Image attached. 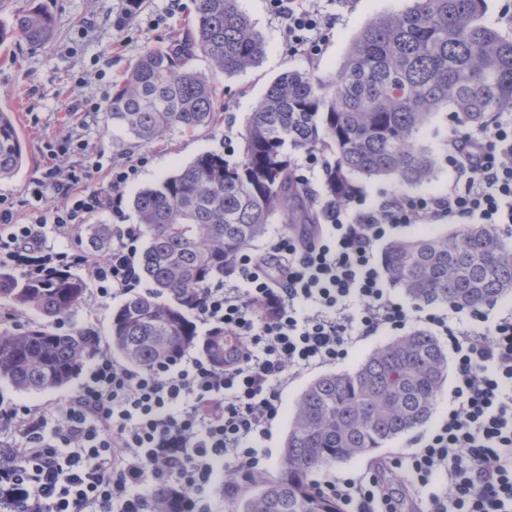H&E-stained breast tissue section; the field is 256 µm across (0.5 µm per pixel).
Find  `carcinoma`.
Segmentation results:
<instances>
[{"instance_id": "1", "label": "carcinoma", "mask_w": 512, "mask_h": 512, "mask_svg": "<svg viewBox=\"0 0 512 512\" xmlns=\"http://www.w3.org/2000/svg\"><path fill=\"white\" fill-rule=\"evenodd\" d=\"M193 2L192 27L146 51L112 85V125L133 139L154 140L171 128L192 133L213 122L214 84L194 68L198 57L233 76L265 53L262 32L238 0ZM485 13L486 0H412L375 17L333 77L293 69L270 84L240 134L238 158L203 153L136 195L146 289L129 293L113 312L112 355L135 368L188 350L219 368L237 357L241 344L224 333L199 337L194 306L267 225L317 223L302 202L291 152L333 154L322 193L346 203L361 191L358 177L432 182L437 158L420 138L438 113H450L459 127L482 128L493 114L511 112L512 36L487 24ZM54 34L53 16L41 5L0 23V43L15 36L38 49ZM21 161L15 125L0 111V178ZM111 240V225L89 228L94 255L105 256ZM381 266L417 306L470 308L512 297V248L485 226L394 239L382 248ZM86 290L69 273L35 279L0 271V306L38 315L22 330L0 331L1 382L38 393L79 378L103 350L100 336L92 329L61 334L52 324L71 316ZM447 376V353L418 328L379 345L351 371L319 375L289 414L277 475L243 492L241 512H336L314 493L313 476L369 457L426 423ZM152 508L177 512L164 487L153 490Z\"/></svg>"}]
</instances>
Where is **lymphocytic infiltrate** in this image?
I'll return each instance as SVG.
<instances>
[{
    "instance_id": "1",
    "label": "lymphocytic infiltrate",
    "mask_w": 512,
    "mask_h": 512,
    "mask_svg": "<svg viewBox=\"0 0 512 512\" xmlns=\"http://www.w3.org/2000/svg\"><path fill=\"white\" fill-rule=\"evenodd\" d=\"M319 0H271L295 53L318 55L336 17ZM453 178L445 191L374 205L327 201L322 221L280 238L270 252L242 249L235 278L204 288L199 322L241 343L216 368L191 352L147 368L101 351L75 395L52 418L35 406H0L11 439L0 462V512H151L150 491L167 488L185 512H214L266 470L260 447L301 373L336 363L364 338L423 322L448 341L455 372L448 414L415 449L383 471L318 480L341 512H512V307H405L385 289L374 246L401 227L477 218L512 234V116L497 114L448 142ZM135 171L112 168L110 197L88 191L34 223H14L0 198V254L31 277L82 267L98 297L136 290L141 228L124 223L120 190ZM109 208L116 223L105 259L48 253L43 229L78 226ZM195 495L184 500L182 489Z\"/></svg>"
}]
</instances>
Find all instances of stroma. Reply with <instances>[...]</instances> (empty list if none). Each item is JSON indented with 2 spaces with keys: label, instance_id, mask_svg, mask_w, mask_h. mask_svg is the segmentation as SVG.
I'll use <instances>...</instances> for the list:
<instances>
[{
  "label": "stroma",
  "instance_id": "1",
  "mask_svg": "<svg viewBox=\"0 0 512 512\" xmlns=\"http://www.w3.org/2000/svg\"><path fill=\"white\" fill-rule=\"evenodd\" d=\"M39 3L53 16V40L35 51L16 38L0 45V110L12 114L23 147L19 171L0 179V197L11 203L20 224L34 222L37 208L57 209L68 200L65 193L49 191L42 201H35L34 191L47 166L86 170L82 189L104 190L111 181L112 163L134 164L136 172L121 190L127 203L200 153H231L275 77L292 69L321 77L337 73L349 45L364 26L377 15L403 10L409 0H330L327 10L336 15V28L321 53L312 58L291 52L284 23L274 14L270 0H240L266 41L260 64L232 77L216 76L217 119L213 124L192 133L173 128L159 139L143 142L113 130L106 110L112 85L146 50L165 44L191 24L192 0H180L176 5L171 0H141L137 16L122 27L116 26L115 19L124 0H0V21L10 22L13 14ZM451 129V121L442 112L425 130L423 143L437 154L438 173L433 183L414 187V194L430 195L447 188ZM67 139L73 141V148L48 156V144ZM112 221L105 209L65 234L45 226L46 245L55 252L87 250L88 225ZM122 301L119 294L101 299L86 291L73 315L57 322L55 328L60 332L90 328L107 337L112 313ZM76 389L72 383L55 390L22 393L0 382V399L36 405L55 415Z\"/></svg>",
  "mask_w": 512,
  "mask_h": 512
}]
</instances>
